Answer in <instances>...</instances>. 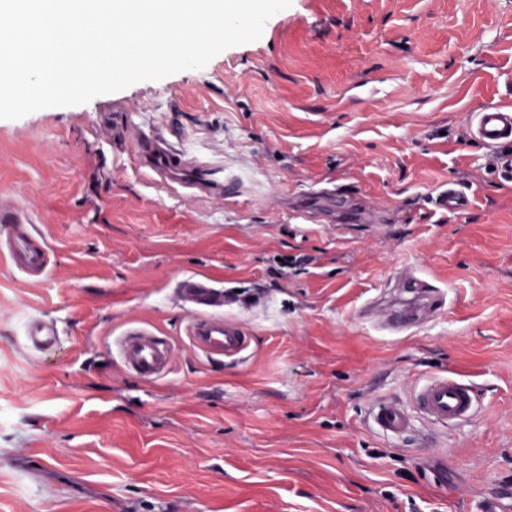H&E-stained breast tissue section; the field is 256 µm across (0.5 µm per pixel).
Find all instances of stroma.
<instances>
[{
  "mask_svg": "<svg viewBox=\"0 0 512 512\" xmlns=\"http://www.w3.org/2000/svg\"><path fill=\"white\" fill-rule=\"evenodd\" d=\"M114 104L242 193L114 154ZM488 104L512 106V0H292L204 68L0 119V201L55 262L34 284L0 257V512H474L512 488V180L472 135ZM450 185L465 214L438 209ZM186 273L238 290L239 362L194 351ZM411 274L446 307L395 333ZM42 315L47 353L23 335ZM134 325L170 339L168 375L124 368ZM438 374L474 386V417L372 427L376 399ZM25 336L37 350H48L60 341L57 323L47 317H35L28 320Z\"/></svg>",
  "mask_w": 512,
  "mask_h": 512,
  "instance_id": "obj_1",
  "label": "stroma"
}]
</instances>
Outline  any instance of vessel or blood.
Returning a JSON list of instances; mask_svg holds the SVG:
<instances>
[{
    "label": "vessel or blood",
    "instance_id": "b4317fda",
    "mask_svg": "<svg viewBox=\"0 0 512 512\" xmlns=\"http://www.w3.org/2000/svg\"><path fill=\"white\" fill-rule=\"evenodd\" d=\"M473 135L489 146L512 144V107L488 105L473 117ZM139 167L164 176L168 183L196 192L213 195L230 191L224 171L217 166L203 167L191 161L186 152L175 149L159 132L143 133L125 142ZM27 209L0 203V224L8 226L6 255L11 267L29 282L40 283L52 269L50 247L44 232L34 230ZM179 299L188 304L193 315L188 323L191 345L211 358L240 357L249 347V336L239 320L224 313V292L213 288L208 280L196 275H183L179 281ZM412 296L409 307L395 315L392 326L407 329L418 324L422 315L443 304V293L422 278L412 277L408 283ZM28 342L37 350H48L60 341L57 323L47 317L28 320ZM115 346L124 367L146 379L168 374L173 358L169 339L144 327L129 328ZM475 410V394L471 387L445 375L429 378L416 395L415 409L387 399L378 400L370 412L376 429L392 439L413 430L414 414H421L434 424L450 425L469 419Z\"/></svg>",
    "mask_w": 512,
    "mask_h": 512
}]
</instances>
